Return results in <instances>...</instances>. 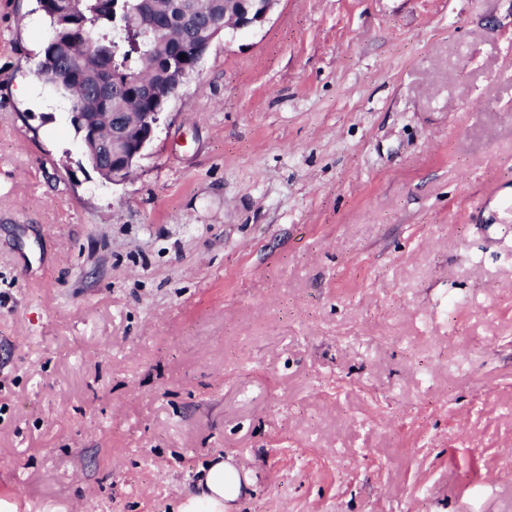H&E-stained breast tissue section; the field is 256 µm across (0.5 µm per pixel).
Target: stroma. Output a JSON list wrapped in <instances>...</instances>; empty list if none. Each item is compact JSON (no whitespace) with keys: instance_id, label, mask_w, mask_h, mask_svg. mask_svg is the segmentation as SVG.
Segmentation results:
<instances>
[{"instance_id":"obj_1","label":"stroma","mask_w":512,"mask_h":512,"mask_svg":"<svg viewBox=\"0 0 512 512\" xmlns=\"http://www.w3.org/2000/svg\"><path fill=\"white\" fill-rule=\"evenodd\" d=\"M0 0V512H512V0H279L132 175ZM202 476L197 487L203 486L200 494L189 492L176 512H224L232 509L244 485L249 487L253 479L246 468L224 464V460H214L202 468ZM228 502V504H225Z\"/></svg>"}]
</instances>
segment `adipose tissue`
I'll return each instance as SVG.
<instances>
[{
	"mask_svg": "<svg viewBox=\"0 0 512 512\" xmlns=\"http://www.w3.org/2000/svg\"><path fill=\"white\" fill-rule=\"evenodd\" d=\"M199 483L201 492L188 494L177 512H224L228 503L238 499L243 486L252 485L253 480L244 467L215 460L203 467Z\"/></svg>",
	"mask_w": 512,
	"mask_h": 512,
	"instance_id": "adipose-tissue-1",
	"label": "adipose tissue"
}]
</instances>
